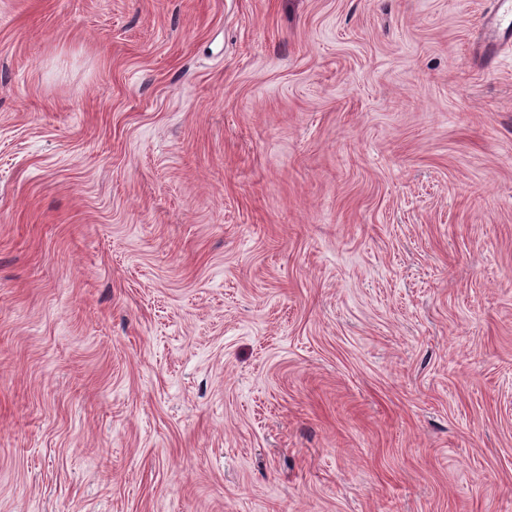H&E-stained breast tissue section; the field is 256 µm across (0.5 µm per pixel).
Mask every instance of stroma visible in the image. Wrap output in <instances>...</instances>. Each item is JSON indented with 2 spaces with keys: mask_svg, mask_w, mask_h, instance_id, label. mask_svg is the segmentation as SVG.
<instances>
[{
  "mask_svg": "<svg viewBox=\"0 0 512 512\" xmlns=\"http://www.w3.org/2000/svg\"><path fill=\"white\" fill-rule=\"evenodd\" d=\"M490 0H0V512H512Z\"/></svg>",
  "mask_w": 512,
  "mask_h": 512,
  "instance_id": "stroma-1",
  "label": "stroma"
}]
</instances>
